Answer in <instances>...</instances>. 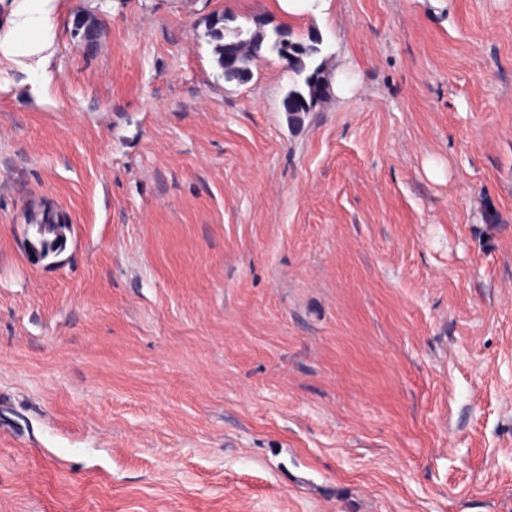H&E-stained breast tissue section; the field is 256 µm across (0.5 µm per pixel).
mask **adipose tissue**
I'll return each mask as SVG.
<instances>
[{
	"mask_svg": "<svg viewBox=\"0 0 512 512\" xmlns=\"http://www.w3.org/2000/svg\"><path fill=\"white\" fill-rule=\"evenodd\" d=\"M53 0H22L12 27L5 35L11 47V60L18 66H26L52 27ZM31 80L38 85L49 80L44 65L26 66Z\"/></svg>",
	"mask_w": 512,
	"mask_h": 512,
	"instance_id": "1",
	"label": "adipose tissue"
}]
</instances>
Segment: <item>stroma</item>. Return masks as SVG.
Wrapping results in <instances>:
<instances>
[{
    "mask_svg": "<svg viewBox=\"0 0 512 512\" xmlns=\"http://www.w3.org/2000/svg\"><path fill=\"white\" fill-rule=\"evenodd\" d=\"M54 6L49 83L0 52V512H512V0ZM217 14L355 88L293 131ZM27 224L38 229L40 234V252L56 253L63 248L65 224L63 217L54 209L44 207L27 215Z\"/></svg>",
    "mask_w": 512,
    "mask_h": 512,
    "instance_id": "35a3bbf8",
    "label": "stroma"
}]
</instances>
